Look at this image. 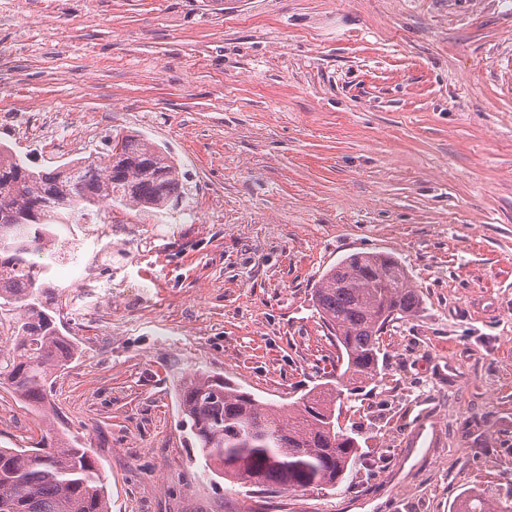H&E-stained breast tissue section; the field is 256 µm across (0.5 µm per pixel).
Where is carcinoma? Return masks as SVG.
Wrapping results in <instances>:
<instances>
[{
  "mask_svg": "<svg viewBox=\"0 0 512 512\" xmlns=\"http://www.w3.org/2000/svg\"><path fill=\"white\" fill-rule=\"evenodd\" d=\"M105 164L78 157L35 171L0 145V315L18 309L15 347L0 357V380L26 405L43 402L51 372L68 364L77 346L60 329L59 310L47 304L49 267L29 259L43 253L52 224H72L106 199L112 207L153 213L176 207L186 194L171 153L134 134ZM314 307L336 336V384L279 405L214 375L181 385L179 407L203 473L249 485L260 493L334 486L361 456L357 439L339 429L337 403L349 385L380 373V337L395 320L409 319L422 299L404 263L383 253H353L329 268ZM95 453L65 433L49 432L30 449L0 448V512H109ZM456 512H501L499 498L469 488Z\"/></svg>",
  "mask_w": 512,
  "mask_h": 512,
  "instance_id": "cac0c4a2",
  "label": "carcinoma"
}]
</instances>
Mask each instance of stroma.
I'll return each mask as SVG.
<instances>
[{
    "label": "stroma",
    "mask_w": 512,
    "mask_h": 512,
    "mask_svg": "<svg viewBox=\"0 0 512 512\" xmlns=\"http://www.w3.org/2000/svg\"><path fill=\"white\" fill-rule=\"evenodd\" d=\"M31 167L91 127L168 147L174 211L113 209L101 317L43 408L0 384V447L46 430L93 448L111 512H453L512 506V0H0V115ZM356 252L422 297L388 326L378 382L346 395L362 455L334 487L257 498L192 459L194 370L288 406L329 382L313 307ZM501 509L499 498L490 495L485 489L469 488L457 499L455 512H507Z\"/></svg>",
    "instance_id": "35a3bbf8"
}]
</instances>
